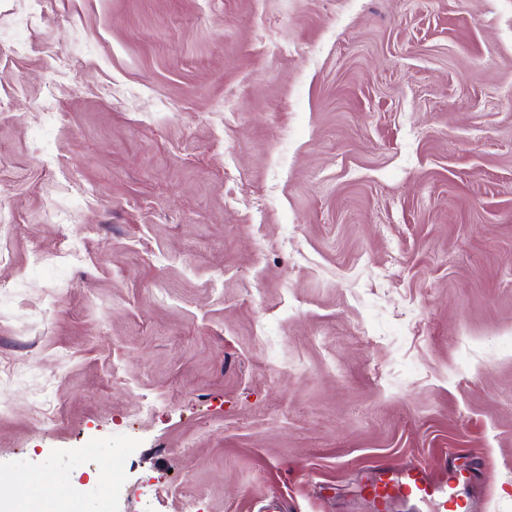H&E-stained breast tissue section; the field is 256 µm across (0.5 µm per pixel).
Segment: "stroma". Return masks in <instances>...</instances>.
Here are the masks:
<instances>
[{
    "mask_svg": "<svg viewBox=\"0 0 512 512\" xmlns=\"http://www.w3.org/2000/svg\"><path fill=\"white\" fill-rule=\"evenodd\" d=\"M0 365L15 512H512V0H0ZM441 466V477L432 475L426 468L408 465L401 470L391 467L378 468L363 491L374 512H393L392 507L406 502L425 504L433 512H457L467 507L468 511H479L475 491L480 487L481 461L468 469H459L448 463L445 453ZM465 495L466 501L462 499Z\"/></svg>",
    "mask_w": 512,
    "mask_h": 512,
    "instance_id": "35a3bbf8",
    "label": "stroma"
}]
</instances>
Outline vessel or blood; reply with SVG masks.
<instances>
[{
	"instance_id": "vessel-or-blood-1",
	"label": "vessel or blood",
	"mask_w": 512,
	"mask_h": 512,
	"mask_svg": "<svg viewBox=\"0 0 512 512\" xmlns=\"http://www.w3.org/2000/svg\"><path fill=\"white\" fill-rule=\"evenodd\" d=\"M442 469V476L437 477L417 465L400 470L378 468L364 487L366 498L373 512H391L401 502L424 504L432 512H457L461 507L477 512L474 495L480 487V464L460 469L446 462Z\"/></svg>"
}]
</instances>
